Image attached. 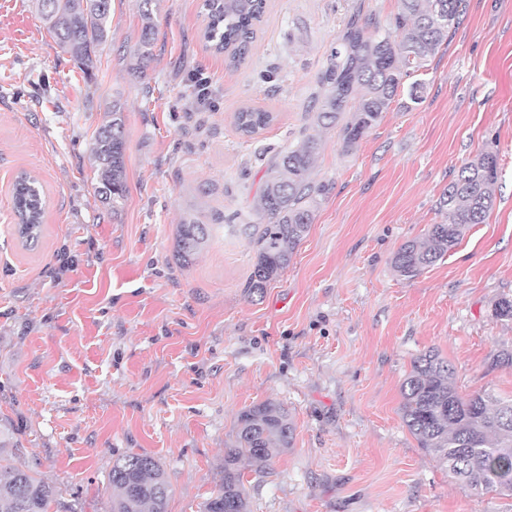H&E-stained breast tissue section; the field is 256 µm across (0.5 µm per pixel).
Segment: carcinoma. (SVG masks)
<instances>
[{
	"mask_svg": "<svg viewBox=\"0 0 512 512\" xmlns=\"http://www.w3.org/2000/svg\"><path fill=\"white\" fill-rule=\"evenodd\" d=\"M112 0H37L48 32L85 72L111 32ZM139 0L142 19L138 42L130 51L129 70L142 74L154 59L156 25L152 4ZM464 0H400L390 28L352 14L317 75L322 90L309 126L311 132L295 145L277 152L268 167L258 210L263 224H242V235L253 248L255 262L246 283L262 295L290 263L295 248L307 236L320 198L329 184L316 182L313 170L321 149L319 131L340 126L342 148L349 151L364 138L410 83L409 98L420 99L423 83L415 79L425 68L448 30L460 20ZM266 0H204L203 38L228 62L238 65L249 53ZM353 113L343 120L348 105ZM270 112L244 108L234 117L236 130L252 137L271 126ZM93 155L98 194L112 209L125 201V121L121 107L112 105V119L96 131ZM499 179L498 157L485 151L466 161L439 200L444 222L432 224L424 241H408L391 259L399 276L411 279L442 259L472 224H482L491 210ZM13 210L18 236L28 246L40 236L46 208L35 176L22 172L13 184ZM209 225L188 217L177 227L176 254L190 262L204 247ZM454 370L439 353L416 356L401 386L402 421L420 447L448 467V474L480 496L489 489L512 495V399L488 393L461 396ZM293 422L282 405L266 402L238 416L234 445L224 449V485L208 498L203 512H249L242 465L264 468L292 445ZM0 512H51L61 507L57 487L30 469L14 464L20 451L10 442L9 429L0 432ZM111 512H167L170 485L151 456L131 454L115 460L109 476Z\"/></svg>",
	"mask_w": 512,
	"mask_h": 512,
	"instance_id": "cac0c4a2",
	"label": "carcinoma"
}]
</instances>
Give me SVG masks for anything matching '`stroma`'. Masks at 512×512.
I'll return each instance as SVG.
<instances>
[{
  "label": "stroma",
  "mask_w": 512,
  "mask_h": 512,
  "mask_svg": "<svg viewBox=\"0 0 512 512\" xmlns=\"http://www.w3.org/2000/svg\"><path fill=\"white\" fill-rule=\"evenodd\" d=\"M460 23L352 152L323 130L314 177L328 182L308 235L263 295L254 252L219 222L260 223L271 156L310 122L316 76L353 10L389 26L399 0H266L244 63L201 38L203 0H156L145 77L128 69L138 0H112L109 40L82 72L47 31L36 0H0V420L16 462L54 483L76 512H110L109 474L154 457L167 512H203L224 479L237 417L284 405L293 444L244 469L250 512H512V496H473L404 425L401 385L435 350L461 395L512 398V0H465ZM210 81L198 103L195 75ZM125 116L126 202L102 204L92 156L112 106ZM273 113L241 136L234 115ZM491 150L496 199L485 223L411 279L391 259L441 223L458 168ZM36 176L47 206L35 248L16 232L12 184ZM193 215L211 236L175 257Z\"/></svg>",
  "instance_id": "obj_1"
}]
</instances>
